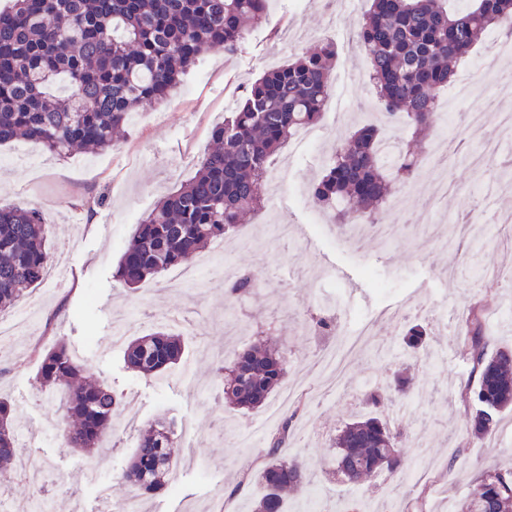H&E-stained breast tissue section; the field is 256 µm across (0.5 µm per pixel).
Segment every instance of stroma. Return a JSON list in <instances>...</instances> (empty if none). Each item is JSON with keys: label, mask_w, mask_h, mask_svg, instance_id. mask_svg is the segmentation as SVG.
I'll return each mask as SVG.
<instances>
[{"label": "stroma", "mask_w": 512, "mask_h": 512, "mask_svg": "<svg viewBox=\"0 0 512 512\" xmlns=\"http://www.w3.org/2000/svg\"><path fill=\"white\" fill-rule=\"evenodd\" d=\"M368 7L369 0H354L331 31L324 6L314 2L301 9L295 0H269L265 22L252 28L240 52L206 55L168 101L141 108L105 151L59 157L38 145L30 161L16 156V142L0 145L6 159L0 166V204L40 210L48 224V268L68 271L66 287L47 278L32 288L28 298L38 304L39 318L0 344V396L14 407L16 431L29 435L24 456L40 466L36 474L0 469V494L12 512H36L43 503L52 512H100L101 480L111 482L118 498L129 497L132 487L118 477L133 456V438L161 417L182 435L173 486L140 497L141 512H253L262 489L249 475L260 461L255 446H242L236 434L251 432L261 443L277 425L268 421L264 406L251 412L225 408L215 369L265 328L285 353L290 382L305 376L302 360L315 349L352 337L359 322L369 325L367 348L349 359L337 383L313 378L296 394L305 404L295 421L303 443L287 451L305 448L327 512L360 494L369 512H460L476 470L512 466V414L504 415L492 437L470 441V415L460 396L471 370L462 329L475 301L485 302L492 345H512V284L504 278L512 272V187L503 188L495 211L478 200L482 182L499 176V169L450 165L454 190L446 200L434 202L432 185L422 186L410 201L413 223L389 241L367 239L359 250L348 245L333 212L311 223L302 199L336 142L366 124L368 108L378 105L356 37ZM327 38L338 53L329 81L346 88L347 123L327 130L314 150L297 157L280 152L271 165L282 185L273 210L255 212L223 240L229 268L251 269L261 295L233 300L224 294L223 278L207 273L179 292L163 277L135 290L120 285L113 273L136 224L194 174L211 129L235 110L245 87ZM463 213L472 214L480 237L459 249L439 244L432 226ZM278 222L291 226L289 243L281 242ZM336 289L342 297L333 333L309 335L304 311ZM406 307L420 309L416 322L427 333L423 346L440 352L441 363L407 367L401 355L407 328L393 319ZM119 309L130 314L133 336L181 310L186 348L180 366L163 378L127 369L123 345L112 341ZM59 338L89 375L123 397L102 452L91 457L65 447L60 396L36 381L32 350L49 348ZM402 370L413 382L412 411L404 423L420 443L416 454L425 475L402 482L385 472L359 487L331 478L332 437L366 411L363 379L384 384Z\"/></svg>", "instance_id": "1"}]
</instances>
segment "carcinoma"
<instances>
[{"instance_id":"cac0c4a2","label":"carcinoma","mask_w":512,"mask_h":512,"mask_svg":"<svg viewBox=\"0 0 512 512\" xmlns=\"http://www.w3.org/2000/svg\"><path fill=\"white\" fill-rule=\"evenodd\" d=\"M267 0H13L0 10V144L17 137L52 153L73 147L102 151L147 103H162L185 73L217 47L234 54L250 30L265 21ZM450 10L444 0H371L357 33L379 103L413 134L438 119L435 92L447 87L481 35L512 19V0H464ZM336 46L323 41L287 65L265 73L245 89L235 112L212 129L213 145L196 173L163 197L137 224L113 277L135 288L177 265H189L208 243L224 237L261 206L260 186L272 157L304 124L320 121L329 95ZM378 129L358 128L336 148L311 194L336 212L339 224H373L392 193L388 173L411 183L419 160L402 144L386 163ZM40 211L0 205V312L16 308L46 273L49 256ZM254 288L239 277L231 297ZM472 382L471 437L494 435L502 413L512 410V349H490L480 308L466 320ZM182 335L166 325L127 342V367L160 376L179 364ZM37 383L63 389L65 446L87 454L112 432L122 396L102 381H88L66 342L35 353ZM286 374L277 350L258 340L217 369L224 403L237 410L263 405ZM373 411L347 422L336 434L337 469L349 483L364 484L383 472L406 475L414 455L402 429L375 412L397 398L383 384L367 386ZM13 409L0 398V466L17 462L22 448ZM293 417L268 436L263 465L253 477L264 488L257 512H286L288 494L313 490L306 463L284 455ZM178 437L164 419L138 432L135 452L119 479L144 494L165 489L173 472ZM461 512H512V468L475 478Z\"/></svg>"}]
</instances>
